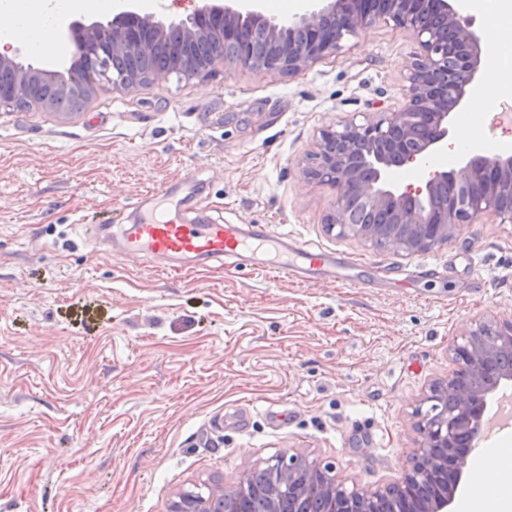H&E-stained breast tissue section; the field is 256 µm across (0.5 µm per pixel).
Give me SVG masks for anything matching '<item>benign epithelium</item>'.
<instances>
[{"mask_svg": "<svg viewBox=\"0 0 512 512\" xmlns=\"http://www.w3.org/2000/svg\"><path fill=\"white\" fill-rule=\"evenodd\" d=\"M378 22L411 32L418 52L401 107L375 120L346 119L322 130L306 157L304 178L336 189L325 218L328 230L415 255L448 244L464 225L486 215L512 224V149L490 153L477 145L464 160L445 158L448 118L478 88L484 45L457 0H314L308 14L279 22L266 17L256 0H201L178 21L142 14L129 4L105 22L73 23L69 35L73 56L82 64L79 73H49L21 60L18 50L0 53V71L14 74L10 84L0 85V110L67 111L94 93L95 74L114 90L172 74L190 80L220 60L293 76ZM260 31L270 46L261 59L254 49ZM202 38L209 39L210 53L199 63L191 47ZM165 40L173 68L141 76L111 74L112 55H146ZM34 74L48 82L41 98L30 93ZM426 164L430 170L419 185L400 188L391 182L395 170ZM359 206L378 213L382 224L352 223ZM504 353L512 356V318L478 321L458 337L450 348L452 372L429 387L415 411V446L397 481L374 489L349 486L336 476L333 463L302 451L283 452L271 457L278 483L257 491L265 498L264 512H309L314 501L320 512H392L396 506L399 512H452L465 460L486 436L501 385L512 382V364L494 363ZM250 475L246 471L233 484L210 486L204 495L178 492L169 512H247Z\"/></svg>", "mask_w": 512, "mask_h": 512, "instance_id": "obj_1", "label": "benign epithelium"}]
</instances>
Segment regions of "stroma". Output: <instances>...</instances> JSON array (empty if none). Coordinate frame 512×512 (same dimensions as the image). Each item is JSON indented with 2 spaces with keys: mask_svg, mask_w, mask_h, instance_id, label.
Masks as SVG:
<instances>
[{
  "mask_svg": "<svg viewBox=\"0 0 512 512\" xmlns=\"http://www.w3.org/2000/svg\"><path fill=\"white\" fill-rule=\"evenodd\" d=\"M416 51L379 23L296 76L218 61L191 80L99 86L72 112L0 111V512H167L187 486L291 448L364 487L400 475L453 342L512 317V224L486 218L413 256L378 249L328 232L336 190L302 163L322 129L402 105ZM466 121L451 112L449 142L512 146L497 113ZM164 185L187 221L271 224L390 284L176 274L85 236L135 223ZM426 264L443 278H417Z\"/></svg>",
  "mask_w": 512,
  "mask_h": 512,
  "instance_id": "stroma-1",
  "label": "stroma"
}]
</instances>
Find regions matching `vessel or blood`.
I'll return each instance as SVG.
<instances>
[{"mask_svg": "<svg viewBox=\"0 0 512 512\" xmlns=\"http://www.w3.org/2000/svg\"><path fill=\"white\" fill-rule=\"evenodd\" d=\"M16 29L30 46L37 47L55 27L20 23ZM170 199L168 189H160L136 202L138 223L122 227L117 234L102 226L90 236L120 259L191 258L200 267L218 262L234 268L270 270L280 278L310 283H341L367 266L366 261L313 248L266 224L184 222L175 212L164 210Z\"/></svg>", "mask_w": 512, "mask_h": 512, "instance_id": "b4317fda", "label": "vessel or blood"}]
</instances>
